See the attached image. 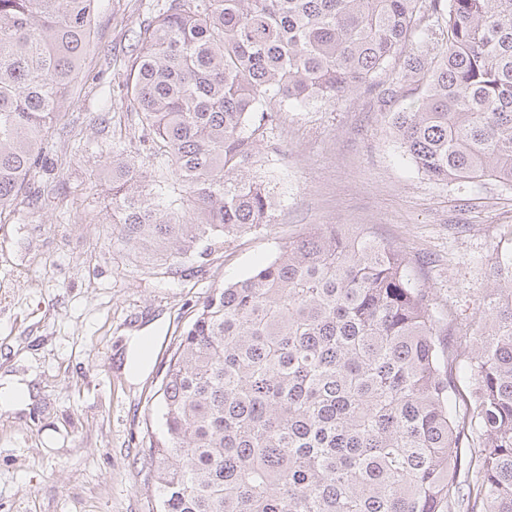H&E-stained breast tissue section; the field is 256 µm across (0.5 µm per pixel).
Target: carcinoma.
Segmentation results:
<instances>
[{
    "instance_id": "carcinoma-1",
    "label": "carcinoma",
    "mask_w": 512,
    "mask_h": 512,
    "mask_svg": "<svg viewBox=\"0 0 512 512\" xmlns=\"http://www.w3.org/2000/svg\"><path fill=\"white\" fill-rule=\"evenodd\" d=\"M100 8L0 0V223ZM138 44L127 108L169 175L146 184L112 151V223L156 261L203 262L268 227L277 197L256 166L277 151L275 107L334 103L395 56L419 90L391 113L415 166L512 185V0H169ZM477 310L443 329L403 251L309 225L174 339L142 448L159 512H512V258Z\"/></svg>"
}]
</instances>
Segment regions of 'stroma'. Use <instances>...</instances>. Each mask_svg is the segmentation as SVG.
Wrapping results in <instances>:
<instances>
[{
  "mask_svg": "<svg viewBox=\"0 0 512 512\" xmlns=\"http://www.w3.org/2000/svg\"><path fill=\"white\" fill-rule=\"evenodd\" d=\"M159 0H101L96 34L51 151L0 224V383L28 386L19 409L0 406V512H151L140 462L158 374L196 304L276 256L309 224H365L413 260L437 311L476 318L501 256L512 253V186L444 182L405 156L390 115L415 99L398 61L335 104L279 112L277 152L260 173L278 206L267 230L245 233L206 264H162L115 243L110 161L136 153L127 115V64ZM150 337L147 373L124 370L132 337Z\"/></svg>",
  "mask_w": 512,
  "mask_h": 512,
  "instance_id": "obj_1",
  "label": "stroma"
}]
</instances>
